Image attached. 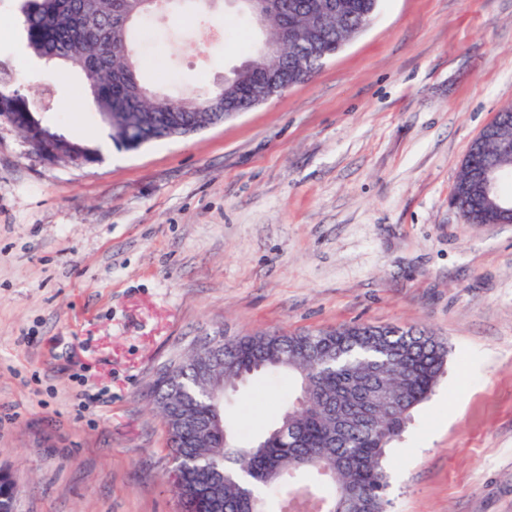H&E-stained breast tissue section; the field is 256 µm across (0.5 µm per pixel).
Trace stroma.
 Here are the masks:
<instances>
[{"mask_svg": "<svg viewBox=\"0 0 512 512\" xmlns=\"http://www.w3.org/2000/svg\"><path fill=\"white\" fill-rule=\"evenodd\" d=\"M0 66L98 162L52 165L0 119V467L18 512H180L147 397L206 338L424 328L437 386L386 453L393 512H512V224L450 195L471 142L512 104V0H381L309 81L199 133L117 147L18 39ZM223 29L216 43L211 35ZM144 83L198 95L260 32L229 0H183L135 32ZM259 375L226 407L240 442L287 409ZM464 182V176L459 175L454 185V191L458 194L459 204L467 217V224H487L492 221L485 202L478 198L459 193V187Z\"/></svg>", "mask_w": 512, "mask_h": 512, "instance_id": "1", "label": "stroma"}]
</instances>
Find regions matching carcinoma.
<instances>
[{
  "label": "carcinoma",
  "instance_id": "carcinoma-1",
  "mask_svg": "<svg viewBox=\"0 0 512 512\" xmlns=\"http://www.w3.org/2000/svg\"><path fill=\"white\" fill-rule=\"evenodd\" d=\"M342 2L345 22L312 34L307 0H285L309 53L286 44L282 54L265 57V83L293 86L310 79L352 39V25L373 19L378 8V0ZM21 14L30 51L83 74V92L98 116L121 118L105 127L113 142L127 150L224 121L228 98L232 110L246 111L261 97V87L246 75L197 97H161L142 84L144 59L135 57L129 40L144 16L142 0H23ZM48 111L11 88V77L0 71V117L20 132L32 152L54 165L96 161L99 153L92 144L69 139L43 121L41 113ZM463 182L464 176H458L454 191L467 223L492 221L482 199L459 193ZM209 345L204 342L157 376L151 394L170 428L171 457L182 470L173 491L183 512H267L266 494L276 501V512H285L284 506L298 498L318 501L319 512H389L385 447L435 386L447 354L441 343L423 330L388 326L224 338V383L285 373L294 381V400H310L304 408L289 405L278 423L247 445L238 443L227 426L208 435L196 427L212 410L204 394L209 359L202 356ZM374 368L398 409L337 425L335 407L356 409L360 402L350 386Z\"/></svg>",
  "mask_w": 512,
  "mask_h": 512
}]
</instances>
